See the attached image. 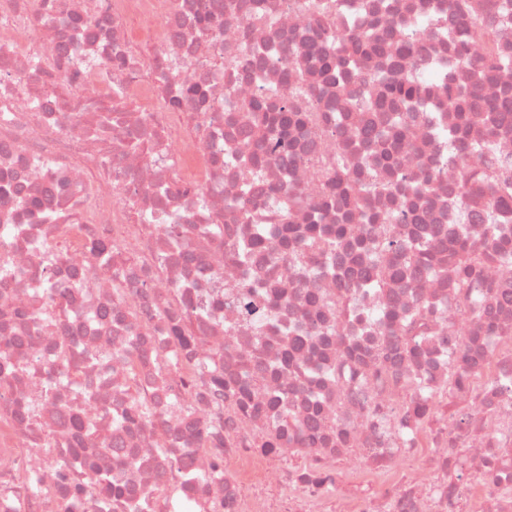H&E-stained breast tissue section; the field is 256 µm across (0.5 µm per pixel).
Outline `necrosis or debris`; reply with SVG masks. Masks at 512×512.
<instances>
[{
    "label": "necrosis or debris",
    "instance_id": "necrosis-or-debris-1",
    "mask_svg": "<svg viewBox=\"0 0 512 512\" xmlns=\"http://www.w3.org/2000/svg\"><path fill=\"white\" fill-rule=\"evenodd\" d=\"M370 3L354 37L383 39L373 68L420 72L422 106L386 192L340 219L330 172L382 165L336 113L337 81L380 87L312 53L335 50L342 0H0V512H60L48 486L88 463L144 512H512V277L488 259L464 301L447 267L461 225L512 218V113L442 159L448 90L474 78L454 62L486 45L441 36L431 0ZM284 96L313 114L299 155L254 164L240 105ZM466 170L497 180L499 211L461 205ZM339 219L322 275L270 259ZM388 231L420 255L408 276L360 251Z\"/></svg>",
    "mask_w": 512,
    "mask_h": 512
}]
</instances>
